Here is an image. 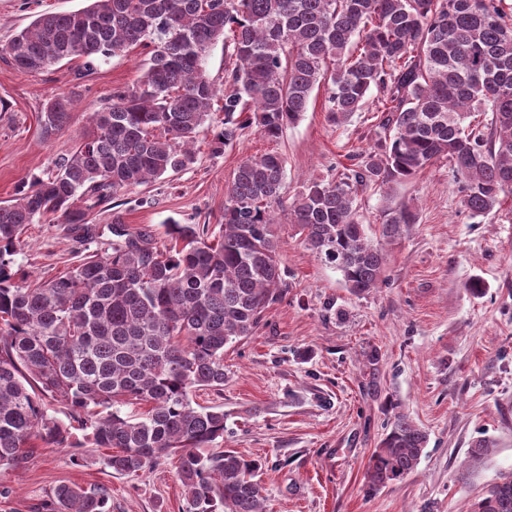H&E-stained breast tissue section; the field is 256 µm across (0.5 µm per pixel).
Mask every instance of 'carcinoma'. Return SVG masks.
<instances>
[{
    "label": "carcinoma",
    "mask_w": 512,
    "mask_h": 512,
    "mask_svg": "<svg viewBox=\"0 0 512 512\" xmlns=\"http://www.w3.org/2000/svg\"><path fill=\"white\" fill-rule=\"evenodd\" d=\"M504 0H90L74 12H44L0 52L24 73L66 60L96 62L142 48L133 84L91 113V129L47 177L0 205V469L23 467L38 444L71 448L70 427L48 414L60 400L106 465L136 475L177 459L185 512H264L259 464L234 451L203 453L224 437V409L193 406L192 393L224 387V349L251 335L284 286L271 233L282 206L277 152L240 162L224 198L218 234L171 224L169 243L131 232L117 212L113 239L62 276L28 280L14 255L30 224H66L81 244L92 216L122 191L194 163V144L218 90L204 61L222 41L224 126L220 154L254 126L276 142L312 93L327 90L330 122L362 112L377 91L382 135L330 180L312 181L289 207L305 244L362 294L382 283L386 254L365 236L359 191L452 163L472 216L486 217L512 194V16ZM74 96L48 102L41 135L71 119ZM491 115L488 122L477 120ZM416 223L408 205L387 209V240ZM147 404L138 415L121 407ZM426 433L398 412L371 456L365 479L379 491L413 471ZM494 447L479 438L472 468ZM47 512H112L108 488L60 484ZM470 512H512V471Z\"/></svg>",
    "instance_id": "obj_1"
}]
</instances>
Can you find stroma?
<instances>
[{
  "mask_svg": "<svg viewBox=\"0 0 512 512\" xmlns=\"http://www.w3.org/2000/svg\"><path fill=\"white\" fill-rule=\"evenodd\" d=\"M88 0H0V46L37 14L73 12ZM132 52L78 78L79 61L28 74L0 58V202L33 177L45 176L87 132L90 112L112 89L141 76ZM77 101L68 126L40 135L46 103L62 93ZM373 113L336 126L316 90L308 109L278 143L244 129L234 147L212 153L208 135L196 162L176 175L120 193L125 224L155 241L167 224L217 226L224 195L241 160L275 150L285 159V203L273 231L286 283L252 334L224 350V388L199 390L193 400L224 409L220 449L260 462L265 512H468L486 484L512 471V196L489 217L471 216L441 160L417 177L362 195L368 237L380 242L386 208L408 203L416 214L388 245L381 288L355 295L336 268L308 250L286 206L309 180L325 179L352 155L374 145ZM83 253L62 224H31L15 255L32 278L66 272ZM486 286L468 294L470 281ZM427 434L417 467L381 491L365 473L395 412ZM83 443L85 466L70 449H34L24 467L0 470V512H39L60 484L106 486L112 512H183L184 488L175 460L122 476L106 467V449ZM493 441L470 479L459 474L473 440Z\"/></svg>",
  "mask_w": 512,
  "mask_h": 512,
  "instance_id": "35a3bbf8",
  "label": "stroma"
}]
</instances>
